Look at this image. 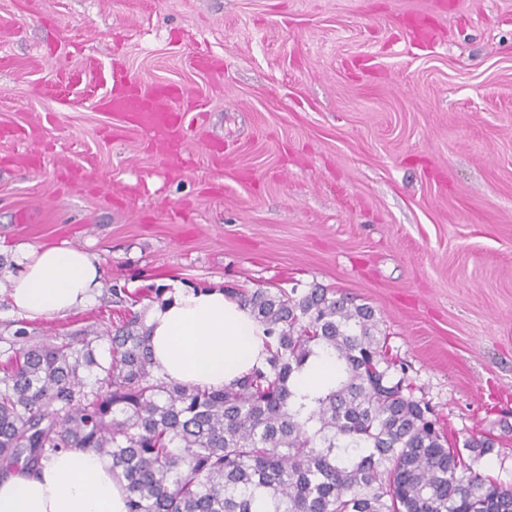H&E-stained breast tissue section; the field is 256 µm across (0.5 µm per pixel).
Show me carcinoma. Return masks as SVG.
Returning <instances> with one entry per match:
<instances>
[{"label": "carcinoma", "instance_id": "carcinoma-1", "mask_svg": "<svg viewBox=\"0 0 512 512\" xmlns=\"http://www.w3.org/2000/svg\"><path fill=\"white\" fill-rule=\"evenodd\" d=\"M269 357L222 390L155 376L134 315L92 385L66 342L22 350L0 378V462L33 468L60 449L108 457L128 512H512V485L475 472L414 396L375 310L327 288L237 293ZM336 385L297 402L308 360Z\"/></svg>", "mask_w": 512, "mask_h": 512}]
</instances>
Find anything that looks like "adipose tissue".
Masks as SVG:
<instances>
[{
    "label": "adipose tissue",
    "instance_id": "1",
    "mask_svg": "<svg viewBox=\"0 0 512 512\" xmlns=\"http://www.w3.org/2000/svg\"><path fill=\"white\" fill-rule=\"evenodd\" d=\"M20 264L8 299L30 320L86 307L102 285L99 260L78 247L29 249ZM146 325L157 373L189 388L233 385L268 356L261 325L219 289H176L149 311ZM0 512H127V503L111 461L73 448L35 471L7 468L0 475Z\"/></svg>",
    "mask_w": 512,
    "mask_h": 512
}]
</instances>
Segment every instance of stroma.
Masks as SVG:
<instances>
[{"mask_svg": "<svg viewBox=\"0 0 512 512\" xmlns=\"http://www.w3.org/2000/svg\"><path fill=\"white\" fill-rule=\"evenodd\" d=\"M210 68L197 67L198 54ZM188 92L172 164L97 109L111 71ZM0 368L90 349L176 286L371 306L450 442L512 485V0H0ZM97 256L94 302L13 313L21 250Z\"/></svg>", "mask_w": 512, "mask_h": 512, "instance_id": "1", "label": "stroma"}]
</instances>
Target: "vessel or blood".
<instances>
[{
    "label": "vessel or blood",
    "instance_id": "1",
    "mask_svg": "<svg viewBox=\"0 0 512 512\" xmlns=\"http://www.w3.org/2000/svg\"><path fill=\"white\" fill-rule=\"evenodd\" d=\"M111 88L100 98V111L129 121L149 135L162 150H169L184 127L187 116L183 92L171 86L134 85L119 74H111Z\"/></svg>",
    "mask_w": 512,
    "mask_h": 512
}]
</instances>
